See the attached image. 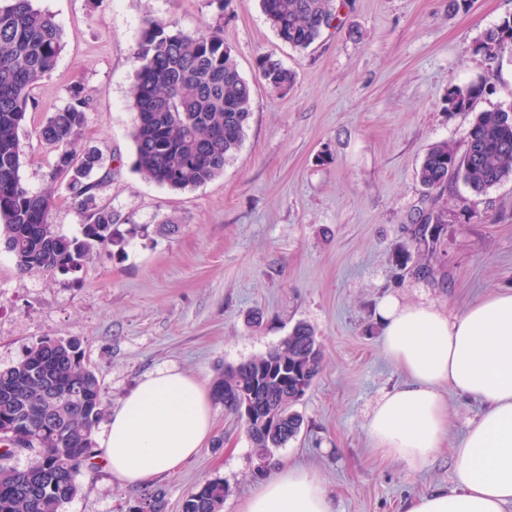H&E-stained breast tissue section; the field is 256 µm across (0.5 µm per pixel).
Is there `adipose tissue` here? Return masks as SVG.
I'll use <instances>...</instances> for the list:
<instances>
[{
	"label": "adipose tissue",
	"mask_w": 512,
	"mask_h": 512,
	"mask_svg": "<svg viewBox=\"0 0 512 512\" xmlns=\"http://www.w3.org/2000/svg\"><path fill=\"white\" fill-rule=\"evenodd\" d=\"M378 312L383 352L406 382L379 398L367 416L375 451L417 472L448 437L444 390L484 407L452 451V489L408 499L404 512H512V291L455 316L394 297L382 300ZM212 427L207 387L163 368L112 410L101 457L125 485L145 487L196 457ZM238 512H335V505L318 470L292 465L261 481Z\"/></svg>",
	"instance_id": "obj_1"
}]
</instances>
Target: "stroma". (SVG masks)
<instances>
[{"label": "stroma", "instance_id": "35a3bbf8", "mask_svg": "<svg viewBox=\"0 0 512 512\" xmlns=\"http://www.w3.org/2000/svg\"><path fill=\"white\" fill-rule=\"evenodd\" d=\"M64 33L55 69L36 85L38 115L64 106L74 88L91 99L82 143L100 152L111 180L98 189L122 244L73 272L18 274L0 247V367L40 337L78 339L112 409L148 373L175 367L213 385L225 366L277 346L296 324L320 343L323 368L297 404L298 434L274 459L323 475L336 512H403L405 502L452 488L458 443L482 411L448 394V447L422 471L374 452L364 424L375 402L405 377L379 342L378 304L388 295L459 314L512 290V179L474 193L464 183L439 199L448 222L434 255L413 237L426 192L417 171L435 144L462 142L474 112L512 108V45L488 55L487 31L512 20V0H339L340 25L298 51L277 38L259 0H37ZM194 31L222 21L224 42L252 88L241 148L205 185L173 191L134 167L129 102L133 52L145 17ZM269 55L295 73L271 91L257 62ZM491 77L473 111L449 112L457 85ZM21 176L51 190L53 161L32 126L19 133ZM54 191V190H51ZM57 198L49 221L80 236L83 216ZM179 225L164 236L157 225ZM141 232L129 235L132 226ZM430 277L415 276L421 261ZM200 454L160 478L162 512H181L191 490L224 482L222 512L263 478L241 423L214 405ZM63 512H129L143 497L104 468L81 471Z\"/></svg>", "mask_w": 512, "mask_h": 512}]
</instances>
